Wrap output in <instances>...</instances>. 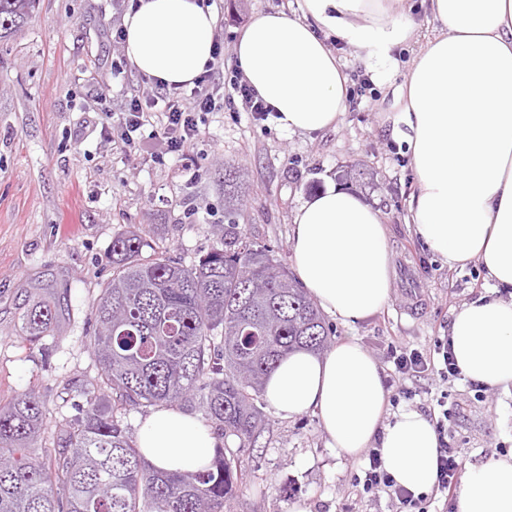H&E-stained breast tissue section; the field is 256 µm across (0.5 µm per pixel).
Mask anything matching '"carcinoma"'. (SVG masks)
Masks as SVG:
<instances>
[{"label": "carcinoma", "mask_w": 512, "mask_h": 512, "mask_svg": "<svg viewBox=\"0 0 512 512\" xmlns=\"http://www.w3.org/2000/svg\"><path fill=\"white\" fill-rule=\"evenodd\" d=\"M36 0H0V31L27 19ZM227 209L224 233L199 261L143 256L134 232L112 238V277L93 305L88 346L99 387L53 446L30 452L45 416L35 393L0 405V512H224L247 482L243 456L266 427V376L297 349L321 352L331 332L316 302L270 250L249 240ZM60 301L34 298L23 339L50 335ZM218 443L205 468L156 469L130 440L118 409L147 413L193 404Z\"/></svg>", "instance_id": "carcinoma-1"}]
</instances>
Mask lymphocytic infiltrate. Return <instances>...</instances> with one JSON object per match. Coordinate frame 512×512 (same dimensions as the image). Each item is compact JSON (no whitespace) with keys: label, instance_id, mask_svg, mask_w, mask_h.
I'll return each mask as SVG.
<instances>
[{"label":"lymphocytic infiltrate","instance_id":"f902f5d3","mask_svg":"<svg viewBox=\"0 0 512 512\" xmlns=\"http://www.w3.org/2000/svg\"><path fill=\"white\" fill-rule=\"evenodd\" d=\"M243 110L255 119L265 120L272 110L259 98L238 70L224 67V36L214 35L213 59L192 87L154 82L140 88L131 96L118 120H111L112 110L102 106L105 119L100 135L107 140L120 141L127 151L138 150L144 128H152L166 145L167 154L183 156L205 124L208 114L220 108ZM391 357L402 379L398 394L412 399L410 380L428 371H436L441 379L449 380L459 374L449 339H437L432 353H424L405 345L393 346ZM438 435V471L435 490L453 497L461 483L465 462L460 449L448 440V418L439 416L433 421ZM352 493L356 499L376 501L388 498L396 502L399 512H429L431 500L425 494H413L398 485L384 469L379 449H371L368 464L353 477Z\"/></svg>","mask_w":512,"mask_h":512}]
</instances>
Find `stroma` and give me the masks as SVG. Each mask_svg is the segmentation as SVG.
Returning <instances> with one entry per match:
<instances>
[{
	"label": "stroma",
	"mask_w": 512,
	"mask_h": 512,
	"mask_svg": "<svg viewBox=\"0 0 512 512\" xmlns=\"http://www.w3.org/2000/svg\"><path fill=\"white\" fill-rule=\"evenodd\" d=\"M222 6L224 63L232 67L240 29L261 12L299 10L301 0ZM122 22L110 0H37L28 20L0 40V400L39 395L43 443L59 422L78 416L85 392L98 384L87 340L93 302L112 275L113 237L132 230L156 252L195 263L213 244L212 225L224 221L228 169L240 185L238 224L286 267L293 215L318 191L342 185L380 210L392 255L390 301L355 324L326 323L334 340L358 339L379 362L386 392L395 393L389 344L433 350L463 305L493 294L480 262L448 267L413 233L414 171L392 126L402 67L419 43L398 52L399 70L373 95L348 102L335 128L291 133L274 120L222 109L209 114L187 158L166 156L160 165L149 160L164 151L150 130H143L136 158L100 136L97 94L118 113L141 84L134 67L112 73L123 48L110 32ZM51 283L64 310L51 336L26 342L21 306ZM415 387L410 406L424 414L447 395L448 437L467 465L512 458V394L490 388L481 395L465 377L447 383L435 374ZM265 413L270 425L244 456L250 476L227 512H288L298 501L307 512H396L386 498L352 500L359 464L327 446L315 413L290 420L270 407Z\"/></svg>",
	"instance_id": "35a3bbf8"
}]
</instances>
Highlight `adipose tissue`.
Masks as SVG:
<instances>
[{
	"instance_id": "adipose-tissue-1",
	"label": "adipose tissue",
	"mask_w": 512,
	"mask_h": 512,
	"mask_svg": "<svg viewBox=\"0 0 512 512\" xmlns=\"http://www.w3.org/2000/svg\"><path fill=\"white\" fill-rule=\"evenodd\" d=\"M410 0H302L300 14L262 12L240 32L234 56L278 126L318 133L346 110L348 75L328 37L367 53L382 78L393 50L416 37ZM438 29L412 56L396 91L393 129L414 168V233L449 266L479 261L498 296L464 305L449 330L461 374L512 390V0H430ZM216 17L202 0H140L124 18L123 48L144 76L191 83L213 53ZM292 265L322 310L345 324L380 312L392 265L379 211L342 187L295 213ZM282 417L317 412L329 447L355 459L379 442L396 482L420 494L437 472L438 436L418 410L385 420L381 367L352 337L324 354L297 351L264 385ZM217 440L204 422L161 407L138 423L137 446L158 469L205 467ZM457 512H512V460L470 467Z\"/></svg>"
}]
</instances>
